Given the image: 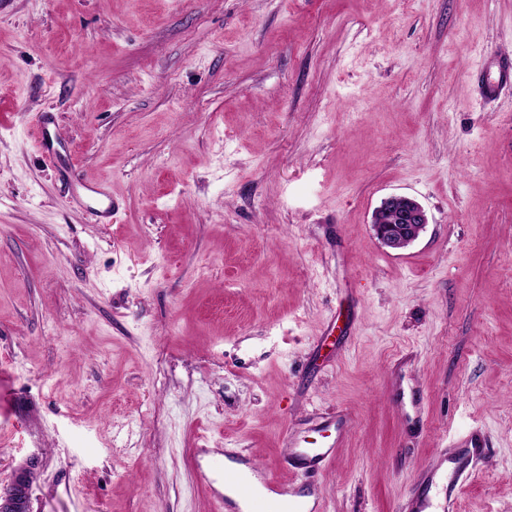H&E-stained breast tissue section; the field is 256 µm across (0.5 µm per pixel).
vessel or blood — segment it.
<instances>
[{
  "mask_svg": "<svg viewBox=\"0 0 512 512\" xmlns=\"http://www.w3.org/2000/svg\"><path fill=\"white\" fill-rule=\"evenodd\" d=\"M81 189L96 204V223H106L112 216L111 191L88 181L82 182ZM391 399L400 409L407 429L422 426L423 410L416 396L400 386ZM353 425L352 413L340 408L314 421L313 431L320 437L315 444H308L299 433H289L282 465L288 471L307 475V482L301 485L283 482L266 467L236 455L233 449H224V491L228 502L235 512H323L318 478L334 462ZM487 451V439L478 430L455 441L414 485L407 512H454L458 488L476 473Z\"/></svg>",
  "mask_w": 512,
  "mask_h": 512,
  "instance_id": "vessel-or-blood-1",
  "label": "vessel or blood"
}]
</instances>
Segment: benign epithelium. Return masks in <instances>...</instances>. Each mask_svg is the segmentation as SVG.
Returning a JSON list of instances; mask_svg holds the SVG:
<instances>
[{
	"label": "benign epithelium",
	"instance_id": "benign-epithelium-1",
	"mask_svg": "<svg viewBox=\"0 0 512 512\" xmlns=\"http://www.w3.org/2000/svg\"><path fill=\"white\" fill-rule=\"evenodd\" d=\"M428 216L423 206L413 197L391 195L376 209L372 227L384 247L403 249L416 242L425 232ZM35 462L30 460L11 474L6 488L0 490V512H32L31 496Z\"/></svg>",
	"mask_w": 512,
	"mask_h": 512
}]
</instances>
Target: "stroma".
<instances>
[{
	"instance_id": "1",
	"label": "stroma",
	"mask_w": 512,
	"mask_h": 512,
	"mask_svg": "<svg viewBox=\"0 0 512 512\" xmlns=\"http://www.w3.org/2000/svg\"><path fill=\"white\" fill-rule=\"evenodd\" d=\"M485 50L512 57V0H0V487L32 458L33 512H224L191 449L274 468L346 408L327 512H398L475 427L457 512H512V89L482 98ZM392 194L429 218L402 250L372 228ZM83 196L92 199L96 208L94 211V222L97 224H108L112 218V192L104 185L94 182H80ZM392 401L400 409L406 429L412 430L423 425V410L414 392L409 396L402 385H399L391 396Z\"/></svg>"
}]
</instances>
